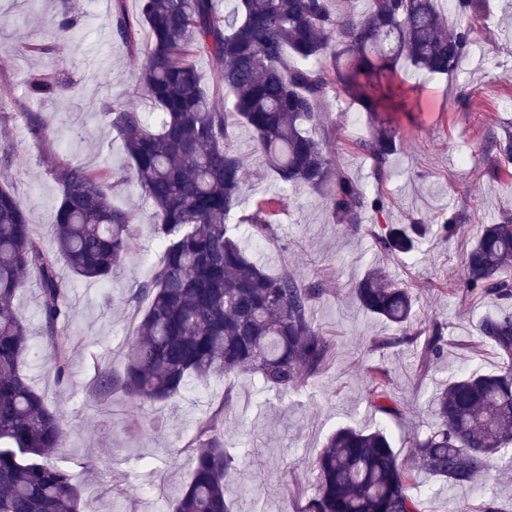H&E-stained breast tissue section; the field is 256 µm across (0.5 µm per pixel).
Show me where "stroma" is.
Returning <instances> with one entry per match:
<instances>
[{"label":"stroma","mask_w":512,"mask_h":512,"mask_svg":"<svg viewBox=\"0 0 512 512\" xmlns=\"http://www.w3.org/2000/svg\"><path fill=\"white\" fill-rule=\"evenodd\" d=\"M67 3L82 21L78 36L62 42L55 22ZM0 13L11 20L0 28V51L11 56L0 67V107L15 115L0 125V146L16 154L0 179L28 213L35 239L44 248L55 246L53 224L61 195L54 168L65 160L119 179L114 200L137 215L133 246L112 282H70L67 333L82 337L83 347L72 355L66 381L57 379L42 332L34 278H27L16 296L17 311L31 334L30 381L67 431L63 446L50 449L46 460L77 474L82 512H171L193 468L189 444L200 423L216 414L224 419L229 449H248L253 458L232 482L236 512H294L295 500L316 489L310 463L329 433L342 424L371 429L385 422L366 401L369 366L380 364L389 372L400 417L385 423L403 459L412 452L414 435L431 427L428 400L450 372L495 369L498 359L479 342L476 330L488 305L461 302L441 285L463 277L466 242L476 239L483 225L512 214V175L484 173L492 142L512 124V9L505 0H490L454 76L410 72L408 85L422 109L409 117L391 114L398 145L384 174H377L373 161L357 148L374 128L371 117L345 97L330 98L324 133L339 168L366 196L381 192L388 199L385 212L364 211L360 232L334 223L322 195L283 193L254 155L252 132L236 129L232 148L245 161L240 214L251 213L257 197L287 196L273 238L256 242L246 223L237 225L236 232L270 273L285 269L304 282L324 283L326 291L313 303L311 317L331 339L334 357L306 387L283 396L264 389L256 378L240 376L197 383L174 400L152 405L122 393L94 391L101 373L123 371L124 354L145 309L131 296L160 261L154 207L128 181V158L103 116L115 102L152 111L138 85L149 37L141 35L135 53L117 42L112 0H0ZM33 43L54 50L46 57L25 53ZM44 68L58 72L65 87L43 99L29 94L28 79ZM30 114L45 119L44 137H32L26 120ZM451 212L464 229L462 242L431 238L410 258L383 254L374 244L373 233L381 225L412 218L437 224ZM372 266L412 285L419 297L416 324L446 325L448 349L441 362L424 370L413 347L378 348V339L392 335V327L359 309L349 294ZM117 480L124 487L120 496L113 493ZM417 492L426 499V512H459L463 504H479L485 493L512 512V473L467 488L425 475Z\"/></svg>","instance_id":"obj_1"}]
</instances>
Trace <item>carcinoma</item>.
<instances>
[{
  "instance_id": "cac0c4a2",
  "label": "carcinoma",
  "mask_w": 512,
  "mask_h": 512,
  "mask_svg": "<svg viewBox=\"0 0 512 512\" xmlns=\"http://www.w3.org/2000/svg\"><path fill=\"white\" fill-rule=\"evenodd\" d=\"M439 0H367L360 14L333 13L328 0H235L226 14L219 0H140L129 14L113 0L112 29L131 52L148 29L149 48L140 71L143 94L157 107L154 120L122 103L103 116L121 140L130 178L154 205L163 257L133 299L148 301L125 354L123 373H105L99 393L123 392L143 404L171 400L192 382L212 377L256 376L278 393L298 391L333 357V344L310 318L323 283H305L288 270L269 273L230 229L243 189V162L231 148L234 130L250 129L255 152L285 189L326 196L339 224L359 228L370 207L387 208L382 196L367 199L355 181L336 168L324 127L330 93H344L381 119L382 112H413L417 102L397 70L404 59L416 69L446 77L457 72L480 20L485 0H455L460 22L450 24ZM77 17L65 8L58 37L70 40ZM204 54L219 81L208 89L193 58ZM64 82L41 69L30 94L51 97ZM234 97L225 111L215 99ZM382 169L397 148L383 129L359 142ZM497 169L512 165V129L495 142ZM61 186L55 217L56 251L31 233L27 213L13 191L0 186V512H79L76 474L44 461L65 430L33 388L26 372L30 336L14 300L23 276L35 277L56 376H68L81 337L64 336L69 281L102 284L122 264L132 245L135 213L111 202L118 182L82 164L54 169ZM283 197L263 199L248 222L260 239L275 234ZM428 225L413 219L386 224L375 245L391 255L419 252ZM460 230L453 215L437 225L449 241ZM465 278L451 288L464 301L483 300L493 310L477 326L480 341L500 359L493 371H461L431 399L435 424L416 436L409 462L399 460L387 427H340L328 436L313 463L316 492L296 512H425L415 493L418 473L457 486L512 471V217L485 224L465 251ZM366 312L397 334L378 347H420L422 366L443 355L444 326L414 325L417 294L405 283L370 269L352 288ZM367 401L374 410L398 414L388 371L368 370ZM194 466L173 512H235L231 474L245 457L224 443L222 423L203 421L193 440Z\"/></svg>"
}]
</instances>
